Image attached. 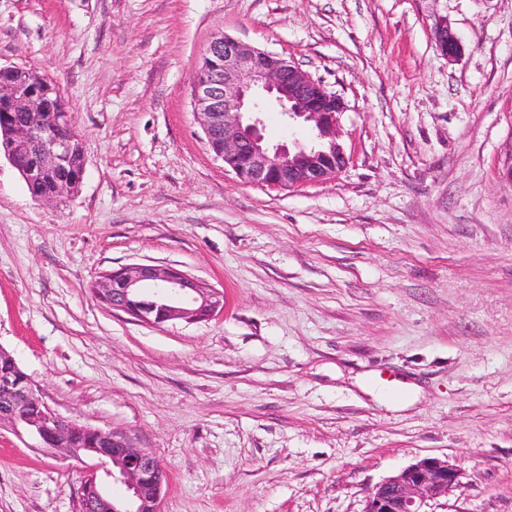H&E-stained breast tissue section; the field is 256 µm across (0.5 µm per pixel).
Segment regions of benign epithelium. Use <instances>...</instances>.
I'll return each mask as SVG.
<instances>
[{
    "mask_svg": "<svg viewBox=\"0 0 512 512\" xmlns=\"http://www.w3.org/2000/svg\"><path fill=\"white\" fill-rule=\"evenodd\" d=\"M437 47L449 57L461 51L444 24ZM192 78V100L206 141L216 158L247 185L286 189L336 177L349 164L338 141L344 103L285 58L224 34L216 36ZM270 99L297 122L311 124L310 142L270 145L259 117ZM51 92L23 83L14 67H0V123L4 156L20 172L32 196L51 200L76 190L83 175L70 164L79 145L70 113L57 112ZM97 301L131 318L160 326L174 319L205 321L224 309V294L170 265L135 264L102 273L92 285ZM0 425L26 435L36 447L83 464V512H160L165 474L153 454L126 436L85 426L62 416L38 396L37 385L0 349ZM459 470L438 458H423L378 484L364 512H429L448 495ZM126 486L128 502L118 509L102 490Z\"/></svg>",
    "mask_w": 512,
    "mask_h": 512,
    "instance_id": "benign-epithelium-1",
    "label": "benign epithelium"
}]
</instances>
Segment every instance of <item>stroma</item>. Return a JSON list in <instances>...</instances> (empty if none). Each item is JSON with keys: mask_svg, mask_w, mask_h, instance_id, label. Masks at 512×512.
Segmentation results:
<instances>
[{"mask_svg": "<svg viewBox=\"0 0 512 512\" xmlns=\"http://www.w3.org/2000/svg\"><path fill=\"white\" fill-rule=\"evenodd\" d=\"M219 34L343 99V173L277 190L214 157L192 76ZM0 66L56 84L86 158L42 202L0 156V348L157 458L161 512H363L424 457L460 472L432 512H512V0H0ZM133 264L223 313L109 310L94 281ZM79 496L0 429V512Z\"/></svg>", "mask_w": 512, "mask_h": 512, "instance_id": "35a3bbf8", "label": "stroma"}]
</instances>
